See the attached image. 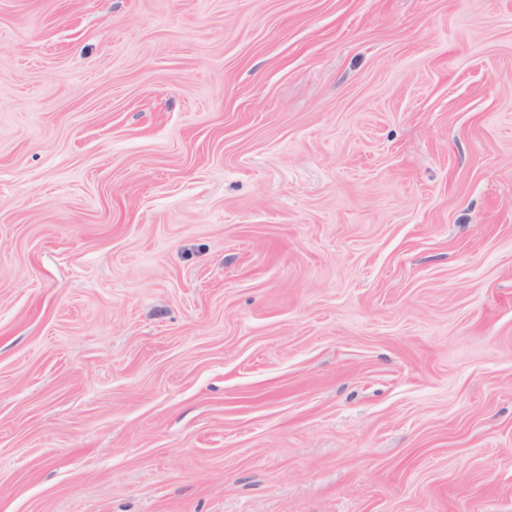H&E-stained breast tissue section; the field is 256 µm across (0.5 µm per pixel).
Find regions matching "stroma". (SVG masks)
<instances>
[{"instance_id":"stroma-1","label":"stroma","mask_w":512,"mask_h":512,"mask_svg":"<svg viewBox=\"0 0 512 512\" xmlns=\"http://www.w3.org/2000/svg\"><path fill=\"white\" fill-rule=\"evenodd\" d=\"M0 512H512V0H0Z\"/></svg>"}]
</instances>
